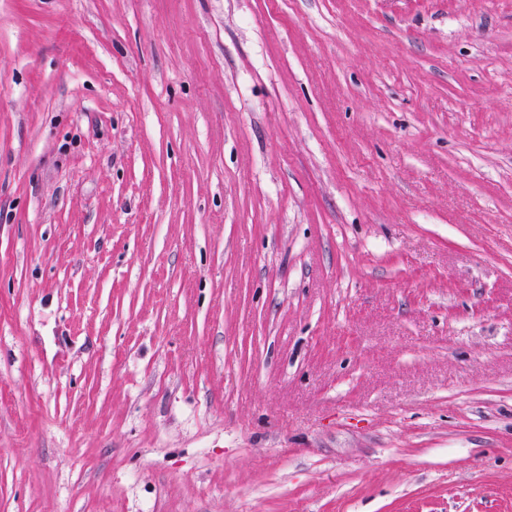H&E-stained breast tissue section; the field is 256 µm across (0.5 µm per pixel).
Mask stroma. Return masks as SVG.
Instances as JSON below:
<instances>
[{
    "mask_svg": "<svg viewBox=\"0 0 512 512\" xmlns=\"http://www.w3.org/2000/svg\"><path fill=\"white\" fill-rule=\"evenodd\" d=\"M0 512H512V0H0Z\"/></svg>",
    "mask_w": 512,
    "mask_h": 512,
    "instance_id": "stroma-1",
    "label": "stroma"
}]
</instances>
